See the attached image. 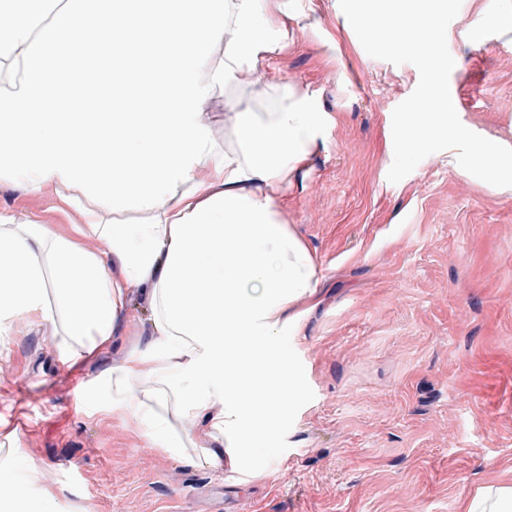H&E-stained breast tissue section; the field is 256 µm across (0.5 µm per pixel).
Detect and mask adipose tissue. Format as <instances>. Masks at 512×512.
Segmentation results:
<instances>
[{"label":"adipose tissue","instance_id":"ef3b65f1","mask_svg":"<svg viewBox=\"0 0 512 512\" xmlns=\"http://www.w3.org/2000/svg\"><path fill=\"white\" fill-rule=\"evenodd\" d=\"M13 2L0 0V178L68 187L107 249L0 215V332L60 321L91 354L141 288L152 336L107 371L99 408L167 453L189 444L231 478L263 476L299 397L283 336L320 284L279 201L331 121L310 95L261 79L288 38L287 0ZM463 7L468 41L512 31V0ZM229 83L263 103H231L233 150L207 111ZM127 210L145 222L114 221Z\"/></svg>","mask_w":512,"mask_h":512}]
</instances>
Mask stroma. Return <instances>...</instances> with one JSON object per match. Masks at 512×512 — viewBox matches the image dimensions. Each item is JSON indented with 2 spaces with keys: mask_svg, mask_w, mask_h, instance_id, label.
I'll return each mask as SVG.
<instances>
[{
  "mask_svg": "<svg viewBox=\"0 0 512 512\" xmlns=\"http://www.w3.org/2000/svg\"><path fill=\"white\" fill-rule=\"evenodd\" d=\"M304 15L266 79L316 98L332 123L281 217L315 256L321 303L286 341L300 400L281 457L262 477L163 452L138 429L90 409L88 391L152 333L131 289L120 335L92 358L63 359L62 326L30 319L0 335V464L56 512H460L489 483L512 484V191L459 177L454 151L398 183L392 112L419 80L369 56L344 30L339 0H294ZM459 12L449 78L468 129L512 148V33L465 41ZM66 189L0 179V213L88 252ZM22 449L23 462L8 458Z\"/></svg>",
  "mask_w": 512,
  "mask_h": 512,
  "instance_id": "stroma-1",
  "label": "stroma"
}]
</instances>
